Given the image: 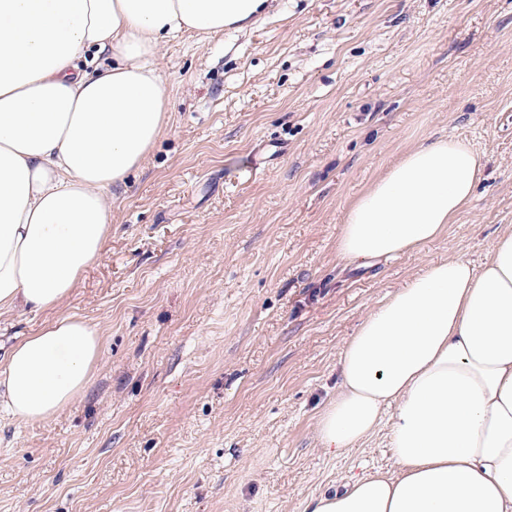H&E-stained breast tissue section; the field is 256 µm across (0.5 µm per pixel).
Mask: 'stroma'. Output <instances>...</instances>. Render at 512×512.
<instances>
[{"instance_id":"1","label":"stroma","mask_w":512,"mask_h":512,"mask_svg":"<svg viewBox=\"0 0 512 512\" xmlns=\"http://www.w3.org/2000/svg\"><path fill=\"white\" fill-rule=\"evenodd\" d=\"M169 120L108 193L112 236L59 310L0 315V359L56 314L101 334L84 394L0 409V512H307L395 470L389 428L322 447L345 341L429 263L512 228V0H270L161 42ZM468 142L471 201L420 250L346 265L357 197L409 149Z\"/></svg>"}]
</instances>
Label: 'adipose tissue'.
Segmentation results:
<instances>
[{
  "mask_svg": "<svg viewBox=\"0 0 512 512\" xmlns=\"http://www.w3.org/2000/svg\"><path fill=\"white\" fill-rule=\"evenodd\" d=\"M266 0H0V313L58 308L112 235L107 193L148 156L168 117L162 40L254 25ZM105 59L78 70L86 50ZM482 162L437 138L405 153L351 205L338 252L361 264L440 237ZM98 329L61 315L0 364V406L51 420L82 395ZM318 420L343 453L390 425L396 472L347 479L311 512H512V229L488 260L429 264L362 321Z\"/></svg>",
  "mask_w": 512,
  "mask_h": 512,
  "instance_id": "1",
  "label": "adipose tissue"
}]
</instances>
